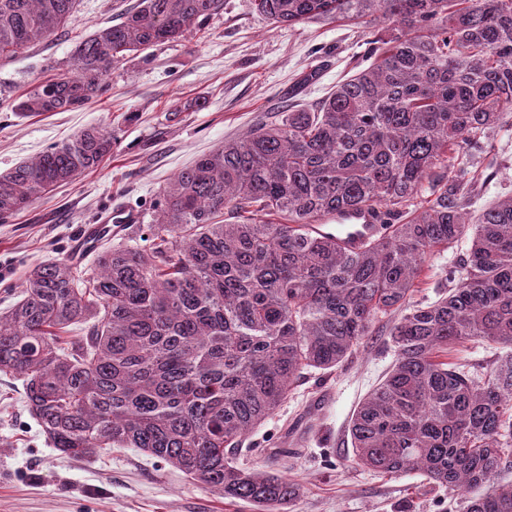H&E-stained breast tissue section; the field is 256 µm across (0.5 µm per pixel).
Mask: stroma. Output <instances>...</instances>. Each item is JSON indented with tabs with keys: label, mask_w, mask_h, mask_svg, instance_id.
<instances>
[{
	"label": "stroma",
	"mask_w": 512,
	"mask_h": 512,
	"mask_svg": "<svg viewBox=\"0 0 512 512\" xmlns=\"http://www.w3.org/2000/svg\"><path fill=\"white\" fill-rule=\"evenodd\" d=\"M133 0H78L65 28L0 59V172L31 159L80 130L104 125L112 154L99 168L36 200L0 224V310L25 286L29 269L50 259H73L83 273L95 253L80 252L81 230L109 216L136 212L149 223L157 196L196 157L245 133L259 117L289 106L312 107L336 84L365 66L372 27L317 20L275 28L251 0H224L204 33L157 44L108 72L107 91L82 109L34 118L11 110L14 99L55 74L74 69L76 42L115 24ZM315 78L308 84L306 73ZM205 103L193 109L195 100ZM490 149L461 151L455 171H482L473 210L512 196V121L490 135ZM468 241L432 255L413 299L441 294L437 273L456 262ZM390 318L352 359L330 374L305 373L278 412L251 437L246 461L280 469V449L296 443L287 475L300 494L286 512H464L463 496L412 473L389 478L355 467L348 424L359 402L393 360ZM0 512H253L191 481L136 448L70 459L52 448L31 417L20 380L0 374Z\"/></svg>",
	"instance_id": "35a3bbf8"
}]
</instances>
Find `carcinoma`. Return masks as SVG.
Segmentation results:
<instances>
[{
    "label": "carcinoma",
    "mask_w": 512,
    "mask_h": 512,
    "mask_svg": "<svg viewBox=\"0 0 512 512\" xmlns=\"http://www.w3.org/2000/svg\"><path fill=\"white\" fill-rule=\"evenodd\" d=\"M77 0H0V59L65 27ZM276 27L392 24L371 63L314 109L198 156L159 192L149 224L103 250L79 286L68 259L35 265L0 314V373L22 381L52 447L72 458L137 448L257 512L300 486L238 462L247 436L311 369L330 374L394 316V364L349 424L355 466L417 472L464 512H512V197L468 212L480 177L448 155L512 111V0H251ZM224 0H138L76 43L75 70L14 100L20 116L70 112L105 91L112 65L201 31ZM112 152L105 127L0 174V223ZM374 212L357 250L314 225ZM469 240L431 303L412 295L434 253ZM88 324L87 334L67 335ZM493 344L484 371L448 360Z\"/></svg>",
    "instance_id": "cac0c4a2"
}]
</instances>
